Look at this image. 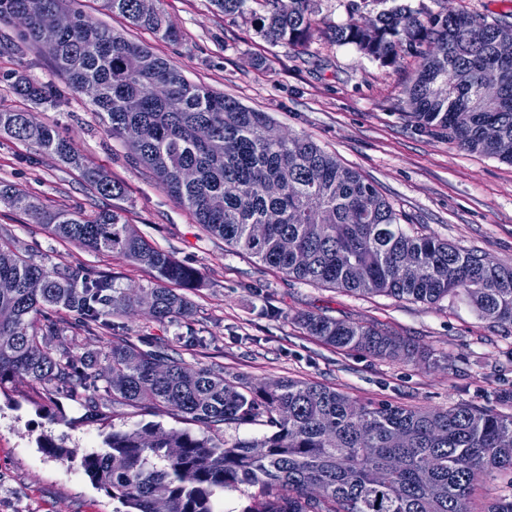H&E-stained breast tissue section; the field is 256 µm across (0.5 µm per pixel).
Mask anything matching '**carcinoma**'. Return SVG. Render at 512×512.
<instances>
[{
    "instance_id": "obj_1",
    "label": "carcinoma",
    "mask_w": 512,
    "mask_h": 512,
    "mask_svg": "<svg viewBox=\"0 0 512 512\" xmlns=\"http://www.w3.org/2000/svg\"><path fill=\"white\" fill-rule=\"evenodd\" d=\"M73 0H0V22L28 16L21 30L64 75L72 92L93 84L91 104L106 131L153 173L159 186L188 209L203 229L232 250L286 276L360 295L436 304L463 296L478 314L512 325V265L465 252L435 236L407 231L404 216L357 171L342 165L306 135L283 136L264 112L190 82L176 65L126 40L106 24L89 21ZM102 0L104 10L132 26L176 43L162 0ZM357 19L362 3L348 0L349 20L335 41L351 45L382 66L405 54L419 67L405 93L421 128L459 147L512 164V57L497 52L496 23L451 7L424 12L397 0ZM224 16L249 17L256 34L275 45L307 48L318 0H211ZM67 10L77 24L49 32L42 15ZM139 58L131 71L125 60ZM500 72L496 99L485 100L479 75ZM13 90L37 105L57 106L52 87L15 73ZM498 129L494 140L484 128ZM135 127L138 139L125 140ZM0 134L31 141L45 154L84 168L101 197L117 200L123 186L85 166L74 144L32 113L1 109ZM0 204L21 213L41 209L39 198L0 181ZM62 239L101 254H118L154 273L153 286L119 287L78 266L48 268L12 248L0 228V391L19 380L53 383L97 417L100 391L116 407L165 412L202 432L147 422L112 431L84 453L85 475L121 508L115 512H217L226 491L252 488L240 512H512V494L476 507L485 476H512V393L501 408L460 404L427 410L357 402L334 388L299 378L243 385L224 372L196 368L171 342L116 333L113 318L146 304L159 323L177 324L193 313L190 287L201 273L148 244L127 223L124 210L104 207L91 216L70 209L43 210ZM64 308L89 333L112 338L97 361L71 360L69 338L41 317ZM308 335L379 359L426 363L432 353L373 325L300 314ZM261 422V438L227 442L226 424Z\"/></svg>"
}]
</instances>
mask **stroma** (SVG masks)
<instances>
[{
	"label": "stroma",
	"instance_id": "1",
	"mask_svg": "<svg viewBox=\"0 0 512 512\" xmlns=\"http://www.w3.org/2000/svg\"><path fill=\"white\" fill-rule=\"evenodd\" d=\"M78 6L93 21L173 60L188 80L266 112L279 131L309 136L372 182L416 232L512 263V165L416 126L405 109L404 88L417 58L383 67L332 42L334 28L348 19L347 0H321L313 39L303 51L263 42L249 19L214 13L209 0H163L180 33L175 44L102 11L100 0H78ZM20 68L62 90L60 105L46 108L18 97L10 76ZM0 108L30 112L71 139L86 164L124 185L120 205L137 233L200 271L201 284L189 293L194 311L188 321L161 324L138 308L119 319L126 336H199L203 346L180 352L189 364L223 369L235 381H316L362 401L445 410L462 403L493 407L512 392V326L482 319L457 297L429 305L358 295L288 278L231 250L157 185L122 141L106 133L88 98L69 92L50 58L22 42L16 24L5 22ZM0 180L37 195L49 210L89 214L109 204L80 170L34 143L4 135ZM0 225L19 253L47 267L108 273L123 287H147L153 280L150 270L56 237L45 224L3 205ZM300 313L390 330L430 349L438 362L428 367L326 346L298 325ZM47 393V385L31 381L0 392V512H115L116 502L85 475L79 453L100 447L109 432L146 423V416L120 407L107 422L89 421L79 403L68 400L69 421L59 423L38 408ZM44 437L68 448V455L43 451L38 441Z\"/></svg>",
	"mask_w": 512,
	"mask_h": 512
}]
</instances>
